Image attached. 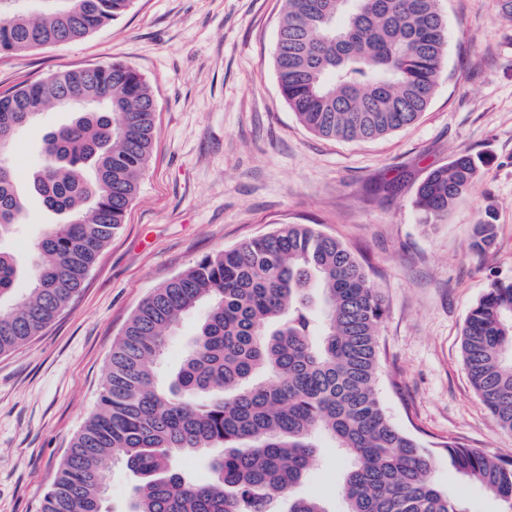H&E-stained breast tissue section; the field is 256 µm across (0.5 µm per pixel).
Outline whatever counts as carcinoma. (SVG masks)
<instances>
[{"label":"carcinoma","instance_id":"1","mask_svg":"<svg viewBox=\"0 0 512 512\" xmlns=\"http://www.w3.org/2000/svg\"><path fill=\"white\" fill-rule=\"evenodd\" d=\"M0 0V55L85 38L131 0ZM440 0H285L275 71L289 109L330 139L374 140L414 124L446 62ZM71 119L43 137L32 187L69 216L36 243L31 288L0 306V355L42 333L79 292L124 223L149 162L155 101L144 77L114 61L53 73L0 95V235L20 223L24 191L10 163L19 131L40 112ZM477 160L458 153L418 186L424 223L441 220L475 183ZM496 215L473 224L471 251L496 238ZM21 274L0 250V300ZM199 322L168 386L158 367L171 333L200 306ZM383 300L364 263L308 224L208 255L155 288L113 343L98 407L74 437L41 512H106V475L125 465L138 481L130 512H326L295 488L320 435L352 459L344 512H466L433 480L434 451L394 425L376 393ZM461 351L470 383L512 432V281H494L471 310ZM219 448L211 478L175 458ZM448 464L512 505V460L455 441Z\"/></svg>","mask_w":512,"mask_h":512}]
</instances>
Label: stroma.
<instances>
[{"instance_id":"35a3bbf8","label":"stroma","mask_w":512,"mask_h":512,"mask_svg":"<svg viewBox=\"0 0 512 512\" xmlns=\"http://www.w3.org/2000/svg\"><path fill=\"white\" fill-rule=\"evenodd\" d=\"M448 55L438 91L411 126L371 141L303 127L281 97L274 54L282 0H132L118 19L61 46L0 55V92L57 71L122 61L156 103L151 157L126 222L58 319L0 356V512H40L71 441L96 410L112 342L150 292L206 255L313 224L363 258L384 297L377 394L396 426L425 446L454 440L512 459L472 388L461 355L465 319L492 281L512 280V18L497 0H441ZM50 109L17 136L19 180L39 164ZM481 161L472 188L438 223L413 206L428 173L459 152ZM497 235L470 250L486 208ZM67 217L29 196L0 246L23 267L45 225ZM301 496L343 512L350 460L325 436ZM433 478L466 512L512 506L438 457Z\"/></svg>"}]
</instances>
